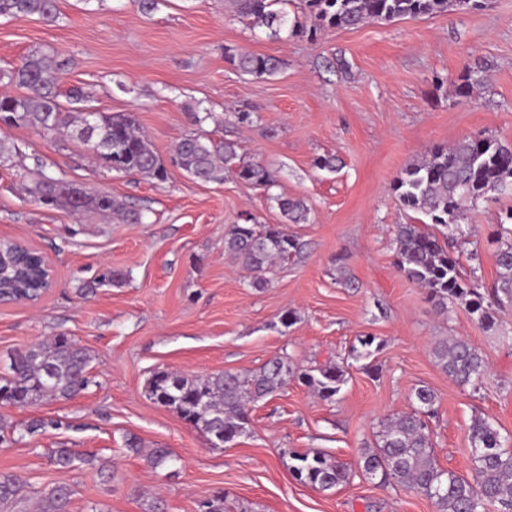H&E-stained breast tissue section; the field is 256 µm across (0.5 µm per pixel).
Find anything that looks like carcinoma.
Returning a JSON list of instances; mask_svg holds the SVG:
<instances>
[{"instance_id": "1", "label": "carcinoma", "mask_w": 512, "mask_h": 512, "mask_svg": "<svg viewBox=\"0 0 512 512\" xmlns=\"http://www.w3.org/2000/svg\"><path fill=\"white\" fill-rule=\"evenodd\" d=\"M238 13L267 28L276 36L285 15L272 9L275 0H232ZM314 17L308 36L314 40L327 27L355 28L370 21H391L442 13L448 9H483L488 0H306ZM36 15L48 23L59 18L58 0H0V17ZM241 72L263 78L276 74L281 61L273 56L240 53L231 56ZM65 64L42 50L27 54L19 64L0 67V84L25 89L22 95H1L0 113H9V126L46 133H59L83 144L109 169L126 175H145L163 181L164 163L132 113L99 112L89 105L88 95L72 88L67 98L81 104L66 110L59 103V84ZM26 153L14 142L0 138V167L26 168ZM39 168L29 195L37 204L80 216L93 213L104 218L120 217L129 224L142 223L140 211L129 209L112 194L89 190ZM174 163L199 181H218L234 172L245 181L260 185L273 183L268 170L241 162L236 145L216 141L200 130L180 139ZM391 189L399 204L430 219V223L398 224L394 232L398 246L396 268L403 277L427 291L434 309L448 312V306L464 304L472 320L486 329L496 324V314L512 309V240L502 244L496 255L497 278L487 288L477 278H467L449 250V240L465 234L462 219L468 208L512 192V146L491 137L465 136L453 145L435 146L429 155L407 166ZM282 215L294 222L306 220L307 208L299 199L277 198ZM296 236L280 226L235 224L224 236V252L253 272L250 287L269 286L267 273L277 261L285 262L299 252ZM4 252L16 256L24 277L14 283L15 293L37 296L42 285L38 252H25L15 244ZM380 349L376 337L361 336L342 361H328L296 371L290 358L278 356L257 370L226 371L215 377H193L161 370L153 373L146 392L155 403L175 411L186 422L212 437L224 434L232 443L247 431L251 406L275 395L296 379L324 401H334L347 383L350 362L365 363ZM438 367L459 386L477 387L487 367L483 355L463 336H446L432 343ZM90 355L86 348L65 335L50 342L21 349L11 357L8 373L0 376V405L27 407L50 397L70 399L88 388ZM437 395L425 386L414 389L412 409L396 412L379 422L373 446L362 453L359 470L323 453L283 451L291 459L293 477L303 485L330 491L362 474L368 480L412 490L431 500L437 512H512V438L478 415L469 425L468 447L474 478L468 479L439 465L434 454L429 419L435 413ZM61 422L32 419L20 435L35 436ZM126 449L145 455L153 468L171 466L176 458L168 448L143 452L142 441L127 435ZM52 463L69 470L92 459L66 447L56 448ZM24 480L15 474L0 475V506L16 503L22 496ZM72 490L55 485L41 492L45 512H68Z\"/></svg>"}]
</instances>
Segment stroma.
Wrapping results in <instances>:
<instances>
[{"instance_id":"1","label":"stroma","mask_w":512,"mask_h":512,"mask_svg":"<svg viewBox=\"0 0 512 512\" xmlns=\"http://www.w3.org/2000/svg\"><path fill=\"white\" fill-rule=\"evenodd\" d=\"M59 19L0 18V67L41 49L64 62V87L89 92L100 111L135 113L160 158L177 140L203 128L234 142L242 160L274 177L263 186L225 174L203 182L170 165L166 180L126 176L98 165L76 141L35 129L0 135L39 155L47 171L111 193L143 213L139 224L74 216L37 205L29 171L0 170V236L40 252L53 285L38 302L0 304V373L18 349L64 334L90 356L89 387L67 400L0 406L15 426L33 418L61 421L34 438L0 444V474L31 489L57 484L74 494L69 512H199L224 496V512H436L434 503L362 477L320 492L292 476L282 451H318L357 466L385 416L408 410L413 389L437 395L431 420L441 467L471 476L468 426L488 418L512 435V311L483 329L460 306L436 313L423 288L395 267L398 224H423L404 210L391 185L435 145L486 134L512 145V0L484 10L372 21L328 28L313 24L301 0H284L278 36L239 16L230 0H164L146 17L134 0H58ZM247 51L282 60L275 76L241 73L231 55ZM483 82L471 97L454 89L471 68ZM248 112L241 123L237 113ZM205 114L195 126L193 113ZM321 156L336 159L320 169ZM304 201L308 215L287 223L277 197ZM512 206V194L470 210L467 235L454 241L463 275L484 284L497 277L490 234ZM286 225L303 244L278 266L268 288L224 253V236L244 219ZM122 283L81 294L103 270ZM293 312L292 326L280 317ZM463 336L483 355L488 373L476 389L452 383L435 364L432 342ZM359 336L382 347L374 372L353 364L340 396L326 402L298 382L256 404L246 434L212 445L201 430L149 399L155 370L199 377L255 370L288 355L299 368L343 358ZM169 448L179 461L151 468L128 453L125 435ZM66 445L97 466L60 470L53 448ZM108 474H99V464Z\"/></svg>"}]
</instances>
